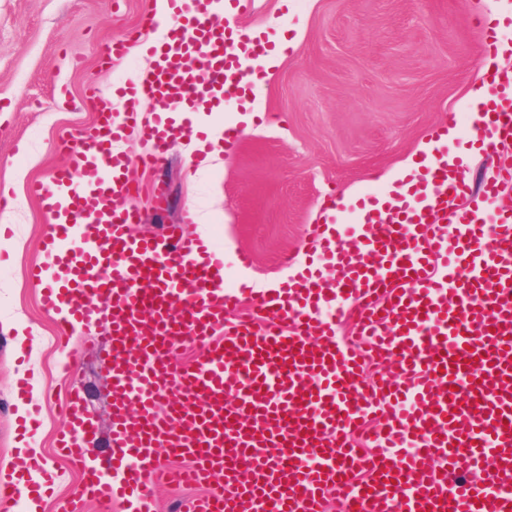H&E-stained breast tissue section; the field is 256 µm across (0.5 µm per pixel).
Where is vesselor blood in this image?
Returning <instances> with one entry per match:
<instances>
[{
    "label": "vessel or blood",
    "mask_w": 512,
    "mask_h": 512,
    "mask_svg": "<svg viewBox=\"0 0 512 512\" xmlns=\"http://www.w3.org/2000/svg\"><path fill=\"white\" fill-rule=\"evenodd\" d=\"M167 0L152 30L150 70L119 90L122 111L95 96V125L67 161L29 193L53 221L50 262L37 266L41 303L62 330L104 325L99 361L111 380V454L94 461L95 425L84 415L75 362L64 368L68 429L56 441L82 474L65 512H116L186 464L187 481L223 477L221 492L189 498L179 512H323L335 492L343 512H512V68L488 70L470 101L472 145L499 156V178L473 192L463 156L438 144L403 180L406 193L370 189L330 198L329 221L308 234L307 264L279 288L225 290L224 253L201 235L166 226L137 235L134 169L153 170L193 113L246 98L238 60L276 44L240 26L250 0ZM485 51L512 53V14L483 21ZM152 103L142 121L140 101ZM137 133L143 151L118 145ZM355 213L362 238L341 237ZM333 287H325V272ZM204 347L192 363L172 351ZM394 362L395 377L365 383V360ZM41 484L0 481V504Z\"/></svg>",
    "instance_id": "b4317fda"
}]
</instances>
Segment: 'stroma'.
<instances>
[{
    "instance_id": "stroma-1",
    "label": "stroma",
    "mask_w": 512,
    "mask_h": 512,
    "mask_svg": "<svg viewBox=\"0 0 512 512\" xmlns=\"http://www.w3.org/2000/svg\"><path fill=\"white\" fill-rule=\"evenodd\" d=\"M156 10L157 0H0V191L11 199L0 213V480L11 478L23 450L55 469L41 512H61L79 483L55 451L65 427L57 410L67 390L63 361L79 363L101 458L110 453L111 410L97 358L106 332L75 335L63 347L30 278L47 260L51 223L28 186L66 162L65 138L93 126L94 112L79 105L87 88L116 99L119 85L149 67L135 52L113 63L111 49ZM509 11L512 0H253L241 23L279 44L296 40L295 50L270 75L258 61L242 62L261 83L250 123L239 124L238 101L202 114L204 133L242 125L235 153L208 155L190 134L170 146L162 170L141 173L164 188L166 203L159 209L141 196L136 233L157 234L190 215L187 233H221L225 280L282 284L290 272L281 255L302 251L329 197L358 194L368 182L389 189L384 174L449 112L464 110L486 58L481 22ZM242 250L252 268L236 266ZM20 377L29 384L22 397ZM24 405L40 414L23 435Z\"/></svg>"
}]
</instances>
